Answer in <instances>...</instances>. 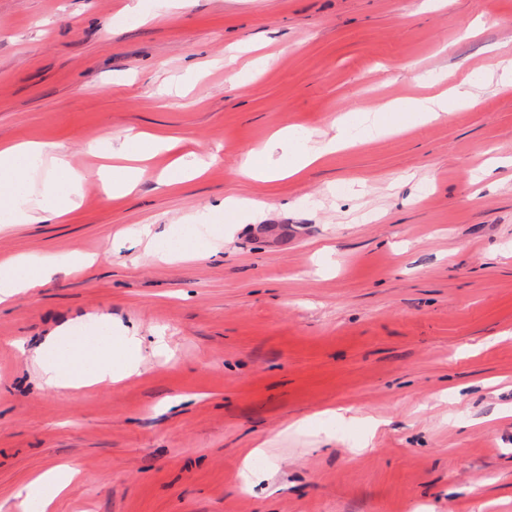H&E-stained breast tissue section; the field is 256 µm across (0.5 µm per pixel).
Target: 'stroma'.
I'll return each instance as SVG.
<instances>
[{"mask_svg":"<svg viewBox=\"0 0 512 512\" xmlns=\"http://www.w3.org/2000/svg\"><path fill=\"white\" fill-rule=\"evenodd\" d=\"M160 4L0 0V143L64 147L86 173L63 221L0 227V260L94 259L0 305V512L61 463L79 474L52 512H512V166L471 183L512 157V84L494 77L512 0ZM232 48L273 61L233 81ZM450 75L472 105L297 178L238 170L278 130L311 139ZM131 131L215 159L166 188L175 154H157L116 199L85 149ZM175 224L224 236L205 259L154 256ZM106 320L140 338L139 374L63 400L35 351Z\"/></svg>","mask_w":512,"mask_h":512,"instance_id":"35a3bbf8","label":"stroma"}]
</instances>
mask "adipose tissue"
<instances>
[{"label": "adipose tissue", "instance_id": "ef3b65f1", "mask_svg": "<svg viewBox=\"0 0 512 512\" xmlns=\"http://www.w3.org/2000/svg\"><path fill=\"white\" fill-rule=\"evenodd\" d=\"M474 97L466 83L452 84L437 95L391 101L383 106L381 115L364 125V135L374 140L403 130L406 113L418 114L420 120L429 121L448 113L452 108L473 103ZM332 137L295 150L293 133L273 137L263 149L243 154L239 169L242 173L261 179H284L298 175L324 155L336 152L352 131L345 118L332 120ZM176 142L144 137L129 133L110 139L108 147L99 142L88 145L89 154L108 152L118 159L112 169V194L128 195L136 187L143 171L140 161L160 152H170ZM45 160L47 169L42 180H35L30 162ZM86 180L83 170L72 167L60 147L23 142L0 147V216L11 224L50 223L61 219L79 205V195ZM52 193L58 198L56 206H43L42 195ZM214 241L195 235L191 225H180L158 247V254L165 256H192L206 258L212 255ZM86 260L79 255L68 257L20 256L0 262V304L8 303L20 294H26L47 282L60 267L81 268ZM47 386L80 390L103 383L116 384L139 373L141 366L140 340L132 335L115 337L87 345L80 337H70L67 345H60L58 337H51L35 357ZM77 474L71 464L56 465L30 481L17 494L19 512H30L39 507L47 512L54 501L70 486Z\"/></svg>", "mask_w": 512, "mask_h": 512}]
</instances>
